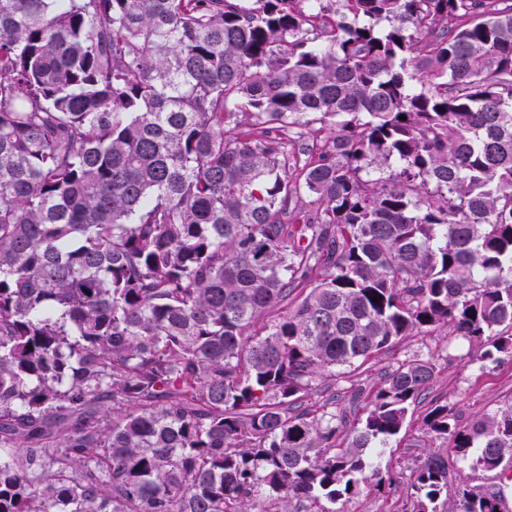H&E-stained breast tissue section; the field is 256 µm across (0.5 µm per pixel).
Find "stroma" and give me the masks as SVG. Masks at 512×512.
Listing matches in <instances>:
<instances>
[{"instance_id": "1", "label": "stroma", "mask_w": 512, "mask_h": 512, "mask_svg": "<svg viewBox=\"0 0 512 512\" xmlns=\"http://www.w3.org/2000/svg\"><path fill=\"white\" fill-rule=\"evenodd\" d=\"M434 359L437 375L424 396L414 406L413 419L421 421L432 402L454 404L461 423H468L512 401V358L495 363H481L480 352L460 338L408 336L379 356L372 367L345 374L340 387L376 385L381 372L408 358ZM417 449L393 447L377 459L382 471L393 475L395 491L380 493L372 488L348 501L335 505L336 512H403L406 486L404 481L415 462Z\"/></svg>"}]
</instances>
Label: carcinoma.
Wrapping results in <instances>:
<instances>
[{
	"instance_id": "1",
	"label": "carcinoma",
	"mask_w": 512,
	"mask_h": 512,
	"mask_svg": "<svg viewBox=\"0 0 512 512\" xmlns=\"http://www.w3.org/2000/svg\"><path fill=\"white\" fill-rule=\"evenodd\" d=\"M443 331L512 357V0H0V512H332L436 364L306 394ZM417 430L405 512H504L434 442L512 402Z\"/></svg>"
}]
</instances>
